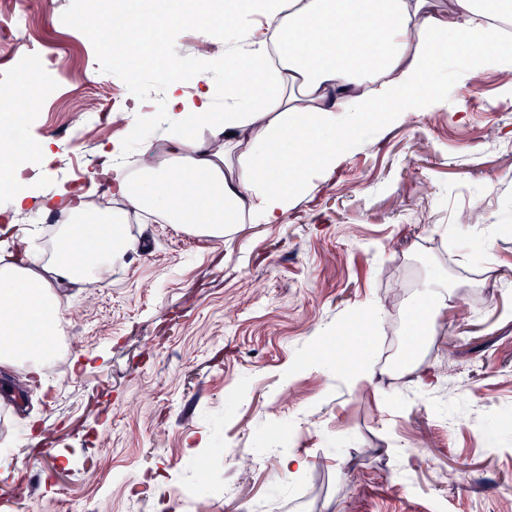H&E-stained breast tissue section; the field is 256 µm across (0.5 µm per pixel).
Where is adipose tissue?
Returning a JSON list of instances; mask_svg holds the SVG:
<instances>
[{"instance_id": "1", "label": "adipose tissue", "mask_w": 512, "mask_h": 512, "mask_svg": "<svg viewBox=\"0 0 512 512\" xmlns=\"http://www.w3.org/2000/svg\"><path fill=\"white\" fill-rule=\"evenodd\" d=\"M224 83L195 65L193 92L166 71V145L155 161L112 168L111 211L38 196L0 179L18 211L69 218L50 250L0 265V365L40 374L54 356L55 290L97 277L136 248L126 226L147 211L201 236L223 237L244 216L277 224L313 177L335 168L347 141L382 116L417 111L442 64L496 68L512 89V0H221ZM267 31L243 29L241 12ZM223 110H216V96Z\"/></svg>"}]
</instances>
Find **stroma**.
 <instances>
[{"instance_id": "stroma-1", "label": "stroma", "mask_w": 512, "mask_h": 512, "mask_svg": "<svg viewBox=\"0 0 512 512\" xmlns=\"http://www.w3.org/2000/svg\"><path fill=\"white\" fill-rule=\"evenodd\" d=\"M32 9L50 97L0 134L49 140L26 185L98 194L125 126L75 137L108 90L90 40ZM141 246L58 289L57 356L0 370V512H512V91L454 75L421 115L348 144L279 224L223 238L131 220ZM454 293L419 355L431 387L394 372L402 308L427 279ZM370 319L373 384L334 364L344 323ZM39 419L38 437L28 426ZM307 458L298 475L284 456Z\"/></svg>"}]
</instances>
